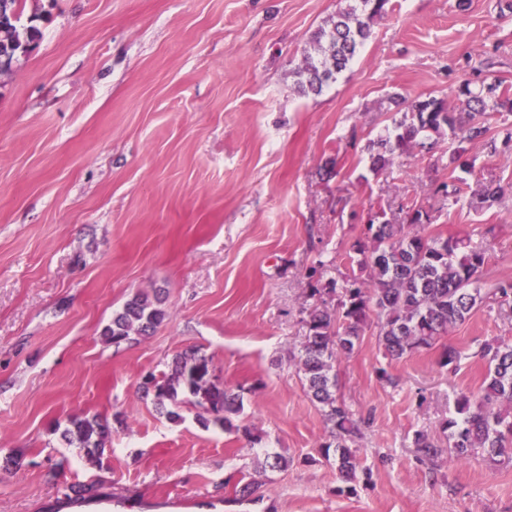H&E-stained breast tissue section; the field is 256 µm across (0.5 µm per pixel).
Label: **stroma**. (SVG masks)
Segmentation results:
<instances>
[{"label": "stroma", "mask_w": 512, "mask_h": 512, "mask_svg": "<svg viewBox=\"0 0 512 512\" xmlns=\"http://www.w3.org/2000/svg\"><path fill=\"white\" fill-rule=\"evenodd\" d=\"M511 0H390L351 68L321 95L294 88L310 37L340 0H27L43 11L35 49L0 76V512H47L77 483L100 482L112 512H512V461L457 460L441 425L478 392L487 341L512 344V114L490 119L500 144L452 145L369 169L392 130L393 94L453 99L486 58L512 86ZM454 182L457 203L436 194ZM504 189L470 206L477 183ZM470 238L488 263L483 302L439 348L385 359L376 328L336 366L337 392L368 418L356 440L369 479L355 493L321 453L330 434L292 359L312 305L354 268L371 216ZM322 266L316 280L311 267ZM167 317L149 337L112 344L102 328L136 292ZM196 347L213 376L243 387L228 433L192 406L170 423L139 389ZM386 369L391 386L379 377ZM122 419L99 463L55 422ZM441 450L421 459L416 432ZM261 501H238L266 455Z\"/></svg>", "instance_id": "35a3bbf8"}]
</instances>
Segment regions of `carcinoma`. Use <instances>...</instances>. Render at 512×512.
<instances>
[{
  "label": "carcinoma",
  "mask_w": 512,
  "mask_h": 512,
  "mask_svg": "<svg viewBox=\"0 0 512 512\" xmlns=\"http://www.w3.org/2000/svg\"><path fill=\"white\" fill-rule=\"evenodd\" d=\"M343 2L345 6L312 34L313 52L292 71L303 96L321 93L347 70L370 38L374 19L386 13L389 0ZM25 5L26 0H11L16 24L8 40L18 47L40 34L32 24L23 33L18 29ZM490 69L491 65L482 63L472 77L458 83L455 96L464 103L463 112L434 96L407 102L394 120L393 134L371 142V170H381L416 148L429 151L445 139L457 143L449 164L462 169L467 167L463 143L485 140L496 149L495 141L487 139L488 120L495 113L512 112V88ZM501 193V186L482 183L472 194L471 204L489 207ZM429 223L431 216L420 208L411 212L405 224L369 220L366 237L374 243L372 250L358 241L349 256L367 277H349L340 286L334 280L329 282L328 292L337 296L334 306L320 298L319 289H310L316 303L306 310L307 333L296 367L307 394L321 406L333 437V442L325 445L324 456L334 458L339 478L350 484V492L355 491L352 484L359 479L360 461L352 443L360 433L362 419L337 395L336 363L354 352L373 317L384 358L398 361L434 347L450 326L464 322L483 301L481 289L474 284L487 264L485 250L471 246L465 238L428 235L424 226ZM165 318L159 297L137 292L112 316L102 336L112 344L131 342L154 333ZM478 356L488 366L480 392L457 396L456 416L442 426L448 448L459 460L479 453L491 460L512 454V344L486 342ZM142 389L144 395L153 396L160 413L172 423L182 421L180 408L190 403L198 409L202 426L213 424L232 431L237 429L232 417L243 410L241 395L217 384L209 361L193 347L175 355L161 376L147 375ZM63 435L94 459L109 443L112 427L107 419L86 414L67 420ZM414 445L426 457L442 453L424 433L415 435Z\"/></svg>",
  "instance_id": "cac0c4a2"
}]
</instances>
